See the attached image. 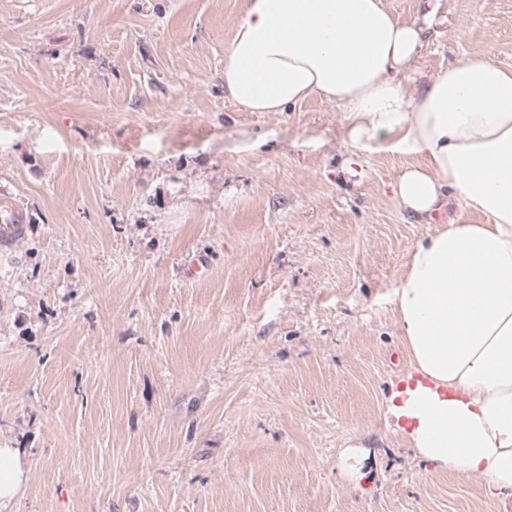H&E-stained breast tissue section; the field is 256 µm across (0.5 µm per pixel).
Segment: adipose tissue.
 <instances>
[{
	"label": "adipose tissue",
	"mask_w": 512,
	"mask_h": 512,
	"mask_svg": "<svg viewBox=\"0 0 512 512\" xmlns=\"http://www.w3.org/2000/svg\"><path fill=\"white\" fill-rule=\"evenodd\" d=\"M425 7L405 21L382 0H247L224 90L249 112L334 102L352 145L417 156L393 183L405 210L455 201L454 216L416 242L395 290L418 384L386 413L423 460L512 497V70L463 57L407 95L435 14L432 0Z\"/></svg>",
	"instance_id": "1"
}]
</instances>
